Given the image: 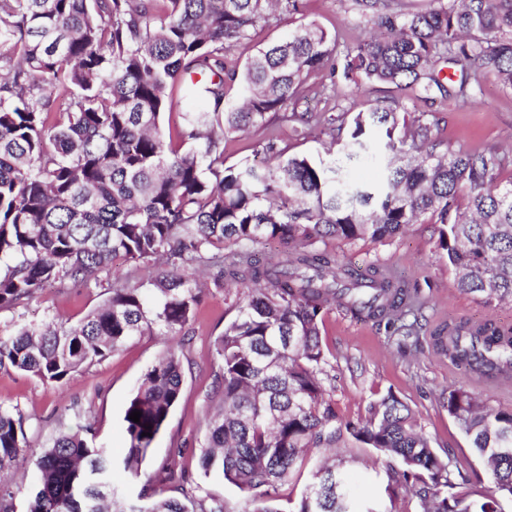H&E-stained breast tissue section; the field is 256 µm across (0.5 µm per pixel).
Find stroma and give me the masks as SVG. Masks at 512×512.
<instances>
[{
  "label": "stroma",
  "instance_id": "obj_1",
  "mask_svg": "<svg viewBox=\"0 0 512 512\" xmlns=\"http://www.w3.org/2000/svg\"><path fill=\"white\" fill-rule=\"evenodd\" d=\"M308 22L318 24L336 38L342 56L355 53L366 37V22L359 16L354 0H301L298 13L283 15L277 23L257 30L252 41L235 47L228 59L236 67H243L259 46L280 40ZM306 96L311 107L351 114L370 111L380 101L392 98L399 112L412 117L424 112L434 115L438 120L434 132L444 147L469 152L496 148L505 160H512V89L491 75L483 78L480 89L468 99L451 94L424 102L382 84L364 83L351 89L340 74L327 68L308 77ZM271 137L286 155L314 161L325 158L328 152H339L347 140L346 134L327 126L298 137L289 123L274 120L248 133L228 137L224 142L225 165L260 161V150ZM434 241V227L427 223L410 225L401 235L382 241L324 240V247L340 262L355 267L370 263L393 266L427 299L424 314L428 328L416 338L393 336L385 327L353 318L341 309H331L321 327L327 353L321 377L336 414L343 421L365 420L373 401L394 393L412 409L432 447L448 457L451 481L473 483L482 475L484 465L470 454L466 439L442 398L448 389L465 384L467 378L462 371L449 367L447 360L429 346L428 329L462 317L509 327L512 302L490 306L479 297L460 292L454 272L438 259ZM105 299L100 288L49 287L24 307L1 310L0 331L11 330L20 323H44L58 318L73 326ZM235 299V292L211 289L185 333H143L57 386L1 368L0 411L23 414L25 455H40L60 430L88 421L94 428L93 445L111 452L116 464L113 480L129 497L144 493L152 500L172 497L185 502L213 497L226 501L230 507H239L242 493L223 481L204 477L199 467V457L206 446L207 419L218 406L215 388L223 372L214 341L234 316ZM170 350L176 351L182 362V396L142 466L152 478L146 487L131 480L120 466L128 446L123 416L145 370ZM338 448L346 457L353 493L361 498L374 495L378 487L362 465L369 449L349 437Z\"/></svg>",
  "mask_w": 512,
  "mask_h": 512
}]
</instances>
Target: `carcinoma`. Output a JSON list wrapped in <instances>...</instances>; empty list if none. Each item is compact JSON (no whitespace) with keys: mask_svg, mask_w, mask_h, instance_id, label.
Returning <instances> with one entry per match:
<instances>
[{"mask_svg":"<svg viewBox=\"0 0 512 512\" xmlns=\"http://www.w3.org/2000/svg\"><path fill=\"white\" fill-rule=\"evenodd\" d=\"M355 6L371 29L345 56L346 83L393 85L426 101L466 98L489 72L512 88V0ZM297 11L299 0H0V62L8 65L0 73V310L51 283L110 293L76 327L23 325L1 335L0 368L61 384L147 330L180 333L205 288L233 281L236 314L216 341L222 409L209 422L201 468L245 500L232 511L214 499L200 512H275L270 490L302 468L310 449L346 434L391 459L394 478L360 502L342 464L316 465L295 512H400L408 485L418 487L422 512H503L512 501V409L472 386L448 390L444 406L486 464L484 486L456 489L448 462L391 393L370 404L365 421L337 420L320 379L324 315L337 307L391 328L422 302L389 267L353 271L320 242L382 240L425 221L436 225L437 255L460 291L512 302V178L498 181L503 158L494 150L441 149L435 124L423 114L400 119L393 101L357 113L349 144L327 160L285 158L270 139L264 151L275 163L224 166V138L252 126L282 119L305 136L345 124V112H284L337 54L317 24L257 49L241 71L228 65V51ZM441 62L460 67L453 91L436 71ZM238 79L246 94L228 102L225 87ZM181 96L199 106L180 111ZM166 113L179 122L165 132ZM368 125L385 129L396 158L376 186L349 172L367 149ZM269 240L282 250L262 259L258 247ZM117 257L157 274L106 285L102 274ZM203 266L214 269L208 285L195 276ZM431 339L467 372L512 381L511 330L462 320L436 327ZM181 392L174 352L143 374L123 417L131 477H140ZM24 423L21 413L0 411V471L25 447ZM90 431L59 432L36 459L29 512H107V500L112 512H190L175 498L146 507L126 497Z\"/></svg>","mask_w":512,"mask_h":512,"instance_id":"obj_1","label":"carcinoma"}]
</instances>
